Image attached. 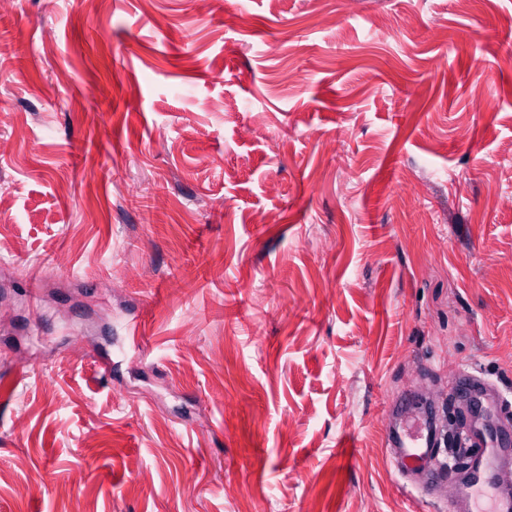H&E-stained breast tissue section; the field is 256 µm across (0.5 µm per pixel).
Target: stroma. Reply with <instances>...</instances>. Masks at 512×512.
<instances>
[{"mask_svg":"<svg viewBox=\"0 0 512 512\" xmlns=\"http://www.w3.org/2000/svg\"><path fill=\"white\" fill-rule=\"evenodd\" d=\"M0 140V512L453 503L385 440L512 410V0H13Z\"/></svg>","mask_w":512,"mask_h":512,"instance_id":"35a3bbf8","label":"stroma"}]
</instances>
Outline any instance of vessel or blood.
Instances as JSON below:
<instances>
[{
    "mask_svg": "<svg viewBox=\"0 0 512 512\" xmlns=\"http://www.w3.org/2000/svg\"><path fill=\"white\" fill-rule=\"evenodd\" d=\"M451 392L465 402L470 415L465 430L468 454L462 464L449 468L441 462L443 434L432 414L418 410L404 422L390 451L395 470L402 474L411 468L428 469L430 481L421 491L429 497L433 496L436 484L447 480L462 482L467 512H512V497L497 490L501 471H512V443L508 442L506 432L489 426L500 409L499 392L481 376L468 371Z\"/></svg>",
    "mask_w": 512,
    "mask_h": 512,
    "instance_id": "b4317fda",
    "label": "vessel or blood"
}]
</instances>
